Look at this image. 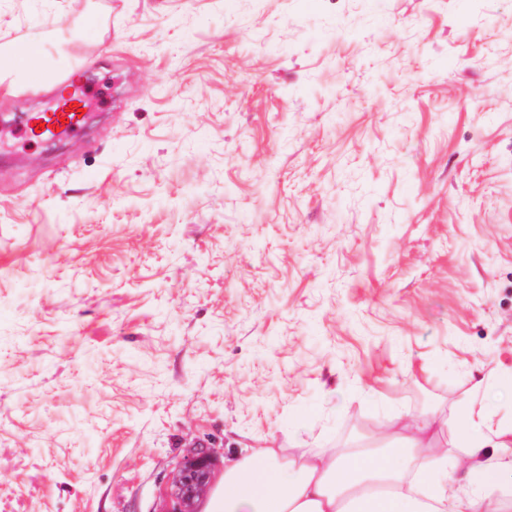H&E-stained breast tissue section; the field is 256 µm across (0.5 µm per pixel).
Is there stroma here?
Listing matches in <instances>:
<instances>
[{"instance_id":"obj_1","label":"stroma","mask_w":512,"mask_h":512,"mask_svg":"<svg viewBox=\"0 0 512 512\" xmlns=\"http://www.w3.org/2000/svg\"><path fill=\"white\" fill-rule=\"evenodd\" d=\"M58 22L47 25L45 14ZM0 512H161L202 438L512 426V0H0ZM46 60L43 59L41 47L35 42L18 45L0 60V85L2 74L6 73L11 84L42 76L46 78ZM74 102H78V105H74ZM80 103H82V100L75 94L61 95L57 99L55 108L50 112H36L28 118L26 123L27 135L31 139H44L65 133L77 134L81 132L86 121V115L77 112V109L81 108ZM69 104L73 105V109L66 112V109H69ZM59 118H65V124H62ZM33 122H36V126H32ZM40 123H45V127L44 129L38 128L40 133H37L35 128ZM56 127H59L60 131H56Z\"/></svg>"}]
</instances>
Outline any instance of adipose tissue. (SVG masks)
Listing matches in <instances>:
<instances>
[{
    "mask_svg": "<svg viewBox=\"0 0 512 512\" xmlns=\"http://www.w3.org/2000/svg\"><path fill=\"white\" fill-rule=\"evenodd\" d=\"M35 42L0 58L12 82L44 75ZM483 383L450 413L379 424L388 448H255L224 468L203 512H512V431L493 427ZM453 433L443 444L445 433Z\"/></svg>",
    "mask_w": 512,
    "mask_h": 512,
    "instance_id": "1",
    "label": "adipose tissue"
}]
</instances>
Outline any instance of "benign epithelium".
<instances>
[{"label":"benign epithelium","instance_id":"obj_1","mask_svg":"<svg viewBox=\"0 0 512 512\" xmlns=\"http://www.w3.org/2000/svg\"><path fill=\"white\" fill-rule=\"evenodd\" d=\"M212 449L199 445L192 448L171 473L168 508L163 512H199L198 506L212 487Z\"/></svg>","mask_w":512,"mask_h":512}]
</instances>
